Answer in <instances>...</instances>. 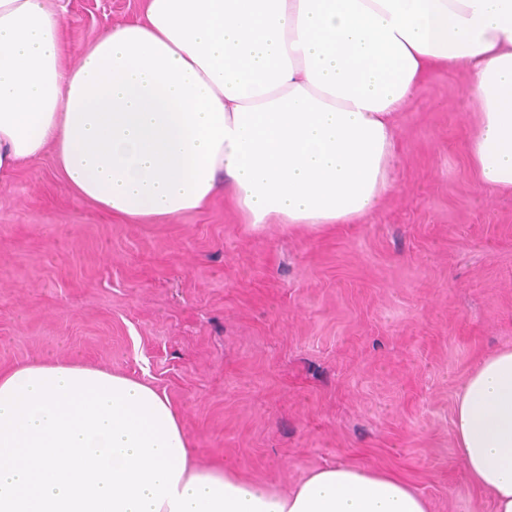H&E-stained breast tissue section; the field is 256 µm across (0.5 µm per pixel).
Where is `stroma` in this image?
Masks as SVG:
<instances>
[{
	"label": "stroma",
	"instance_id": "1",
	"mask_svg": "<svg viewBox=\"0 0 512 512\" xmlns=\"http://www.w3.org/2000/svg\"><path fill=\"white\" fill-rule=\"evenodd\" d=\"M65 65L143 0H63ZM464 75L399 113L396 187L361 224L254 227L210 206L133 224L70 191L52 154L0 180V370L76 355L165 393L200 465L290 490L333 462L405 480L430 512H494L457 392L512 348V195L478 190Z\"/></svg>",
	"mask_w": 512,
	"mask_h": 512
}]
</instances>
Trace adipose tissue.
<instances>
[{
	"label": "adipose tissue",
	"mask_w": 512,
	"mask_h": 512,
	"mask_svg": "<svg viewBox=\"0 0 512 512\" xmlns=\"http://www.w3.org/2000/svg\"><path fill=\"white\" fill-rule=\"evenodd\" d=\"M61 0H0V175L53 152L80 198L136 223L206 209L316 231L359 224L395 188L393 116L426 73H464L478 187L512 192V0H145L62 64ZM455 435L495 512H512V349L478 364ZM283 512H429L390 474L344 463L295 488L199 466Z\"/></svg>",
	"instance_id": "ef3b65f1"
}]
</instances>
